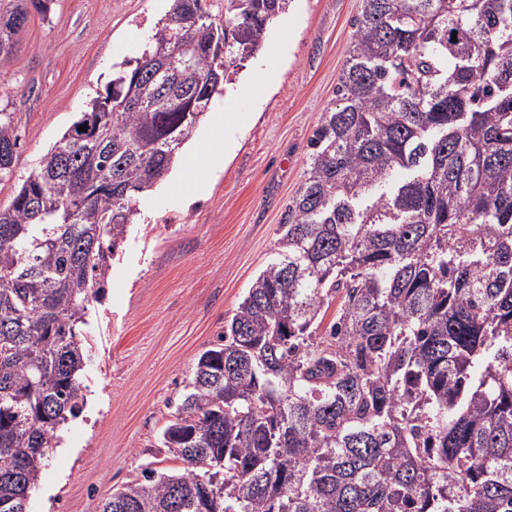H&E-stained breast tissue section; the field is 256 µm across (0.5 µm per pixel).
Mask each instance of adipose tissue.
<instances>
[{
  "label": "adipose tissue",
  "mask_w": 512,
  "mask_h": 512,
  "mask_svg": "<svg viewBox=\"0 0 512 512\" xmlns=\"http://www.w3.org/2000/svg\"><path fill=\"white\" fill-rule=\"evenodd\" d=\"M246 119V113L238 108L236 97H222L216 105L215 123L217 127L223 128V137L209 145L203 155L194 154L186 160L179 180L173 185L174 191H181L189 183L203 186L210 174L223 166Z\"/></svg>",
  "instance_id": "ef3b65f1"
}]
</instances>
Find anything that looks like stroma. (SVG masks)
<instances>
[{
    "instance_id": "obj_1",
    "label": "stroma",
    "mask_w": 512,
    "mask_h": 512,
    "mask_svg": "<svg viewBox=\"0 0 512 512\" xmlns=\"http://www.w3.org/2000/svg\"><path fill=\"white\" fill-rule=\"evenodd\" d=\"M171 0H51L31 12L17 52L0 74V109L19 139L12 173L0 178V207L41 157L104 92L113 64L139 57ZM361 0H291L258 54L235 67L248 119L236 148L186 204L167 185L136 195L102 298L84 333L92 352L82 414L62 431L29 512H101L112 489L144 467L182 470L158 439L183 398L193 364L216 344L252 281L272 259L288 205L303 183L310 139L336 102L338 76ZM277 64L262 83L255 70Z\"/></svg>"
}]
</instances>
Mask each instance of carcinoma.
<instances>
[{"label":"carcinoma","mask_w":512,"mask_h":512,"mask_svg":"<svg viewBox=\"0 0 512 512\" xmlns=\"http://www.w3.org/2000/svg\"><path fill=\"white\" fill-rule=\"evenodd\" d=\"M287 7L173 0L0 209V512H28L82 412V326L133 194ZM31 8L0 13L1 65ZM353 26L275 257L159 438L186 467L102 512H512V0H362ZM17 145L0 111V177Z\"/></svg>","instance_id":"cac0c4a2"}]
</instances>
